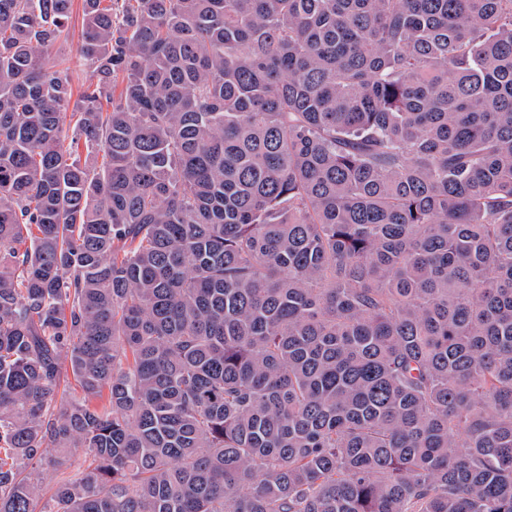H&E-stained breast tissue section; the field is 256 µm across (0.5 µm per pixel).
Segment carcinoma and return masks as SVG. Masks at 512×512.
I'll return each instance as SVG.
<instances>
[{
    "label": "carcinoma",
    "mask_w": 512,
    "mask_h": 512,
    "mask_svg": "<svg viewBox=\"0 0 512 512\" xmlns=\"http://www.w3.org/2000/svg\"><path fill=\"white\" fill-rule=\"evenodd\" d=\"M71 7L0 0V512H512V0H83L70 112ZM82 29V0H73L71 17L61 38L50 51L51 57L56 63H59L62 66H69L72 71L74 95L71 100L69 111L72 110L73 106L77 102L78 94L81 91L83 74L76 61L82 39Z\"/></svg>",
    "instance_id": "1"
}]
</instances>
